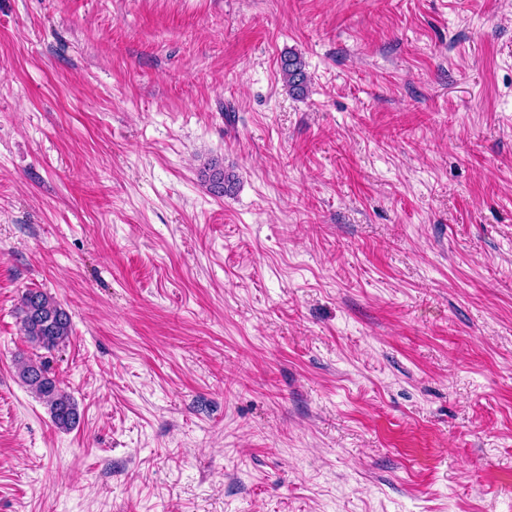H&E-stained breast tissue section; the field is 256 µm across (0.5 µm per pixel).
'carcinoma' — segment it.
<instances>
[{
    "mask_svg": "<svg viewBox=\"0 0 512 512\" xmlns=\"http://www.w3.org/2000/svg\"><path fill=\"white\" fill-rule=\"evenodd\" d=\"M280 68L288 93L295 97L305 95L309 78L301 58L294 53L285 55L281 58ZM202 177L208 191L215 196L224 195L233 185L232 176L226 174L224 167L214 160L204 165ZM18 313L23 335L35 347L52 352L62 349L69 342L71 317L52 295L42 290L25 291ZM16 377L47 407L56 428L71 430L80 422L77 402L58 386L46 361L18 358Z\"/></svg>",
    "mask_w": 512,
    "mask_h": 512,
    "instance_id": "obj_1",
    "label": "carcinoma"
}]
</instances>
